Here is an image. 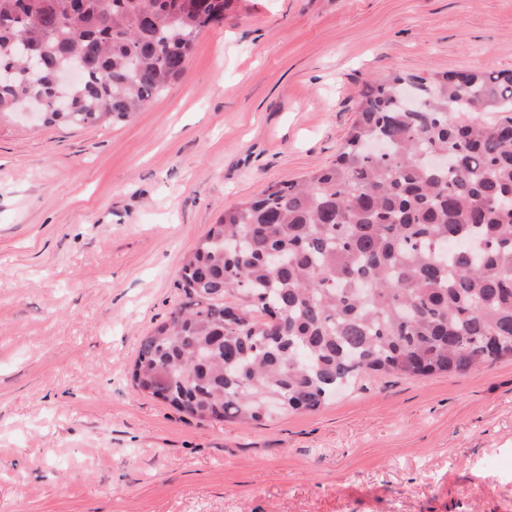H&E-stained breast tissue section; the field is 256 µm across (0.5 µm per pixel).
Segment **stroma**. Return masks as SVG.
<instances>
[{
	"mask_svg": "<svg viewBox=\"0 0 512 512\" xmlns=\"http://www.w3.org/2000/svg\"><path fill=\"white\" fill-rule=\"evenodd\" d=\"M512 70V0H235L107 125L0 114V512H512V360L200 421L142 336L224 209L329 167L364 85Z\"/></svg>",
	"mask_w": 512,
	"mask_h": 512,
	"instance_id": "stroma-1",
	"label": "stroma"
}]
</instances>
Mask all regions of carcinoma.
<instances>
[{"label":"carcinoma","mask_w":512,"mask_h":512,"mask_svg":"<svg viewBox=\"0 0 512 512\" xmlns=\"http://www.w3.org/2000/svg\"><path fill=\"white\" fill-rule=\"evenodd\" d=\"M234 0H0V112L123 119L184 73ZM33 42L34 64L7 54ZM87 63L66 87L56 72ZM485 112H505L495 123ZM512 72L368 83L335 163L224 210L140 341L134 387L199 420L315 410L367 375L512 359ZM239 304L241 316L226 318Z\"/></svg>","instance_id":"cac0c4a2"}]
</instances>
